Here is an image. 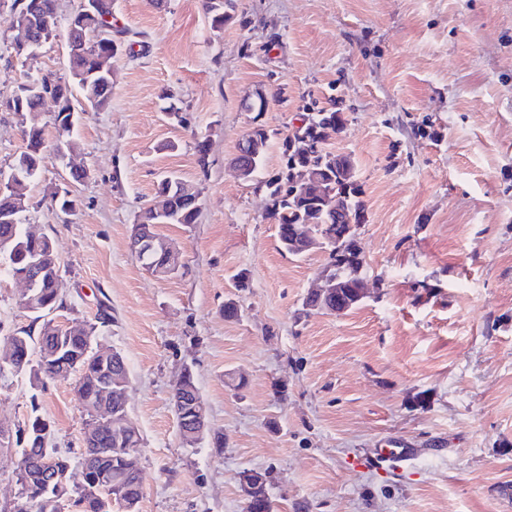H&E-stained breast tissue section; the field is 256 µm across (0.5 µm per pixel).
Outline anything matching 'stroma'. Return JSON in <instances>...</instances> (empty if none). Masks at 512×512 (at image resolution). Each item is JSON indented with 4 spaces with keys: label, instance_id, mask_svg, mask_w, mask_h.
Here are the masks:
<instances>
[{
    "label": "stroma",
    "instance_id": "35a3bbf8",
    "mask_svg": "<svg viewBox=\"0 0 512 512\" xmlns=\"http://www.w3.org/2000/svg\"><path fill=\"white\" fill-rule=\"evenodd\" d=\"M80 2L57 0L56 38L25 60L10 48L12 0H0L2 169L24 148L8 102L27 75L67 77ZM224 9L216 30L201 0H113V26L134 44L114 64L111 105L81 112L71 165L48 162L25 190L26 222L52 239L60 265L54 323L95 325L94 348L126 362L142 438L138 512H246V469L267 473L274 512H512L502 495L512 484V0ZM260 94L263 113L244 108ZM330 96L346 119L334 147L351 156L365 205L368 294L346 314L301 320L328 254L283 252L255 182L280 171L281 135L302 106ZM257 126L270 138L251 181L234 158ZM74 165L86 178H72ZM165 172L196 188L200 211L196 223L158 226L179 262L159 278L130 238ZM64 190L76 201L67 214L52 202ZM23 291L0 275V339L40 334ZM228 299L239 319H225ZM187 366L208 412L193 448L170 401ZM76 384L1 374L0 424L41 419L49 446L76 459ZM390 440L413 460L380 462Z\"/></svg>",
    "mask_w": 512,
    "mask_h": 512
}]
</instances>
